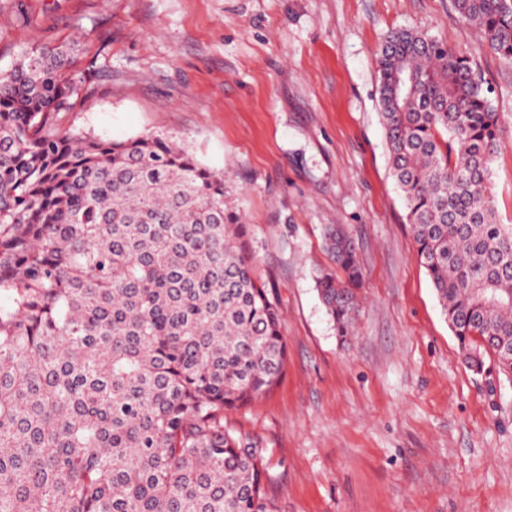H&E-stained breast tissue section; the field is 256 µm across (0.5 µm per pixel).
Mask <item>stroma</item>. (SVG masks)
<instances>
[{"instance_id":"stroma-1","label":"stroma","mask_w":512,"mask_h":512,"mask_svg":"<svg viewBox=\"0 0 512 512\" xmlns=\"http://www.w3.org/2000/svg\"><path fill=\"white\" fill-rule=\"evenodd\" d=\"M27 14L18 25L16 12ZM446 38L512 125V63L453 0H8L0 70L76 46L101 74L64 127L161 135L223 174L282 315L277 385L225 410L263 448L276 512H512V372L464 363L390 173L374 53L394 29ZM512 224V137L492 164ZM363 283L348 339L316 290L327 225Z\"/></svg>"}]
</instances>
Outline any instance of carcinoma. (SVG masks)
<instances>
[{"label":"carcinoma","mask_w":512,"mask_h":512,"mask_svg":"<svg viewBox=\"0 0 512 512\" xmlns=\"http://www.w3.org/2000/svg\"><path fill=\"white\" fill-rule=\"evenodd\" d=\"M512 60V0H454ZM97 58L37 48L0 71V512H274L262 450L224 409L265 394L287 348L224 175L158 136L62 128ZM378 107L418 261L465 362L512 370V224L491 164L505 126L465 56L392 31ZM316 288L339 336L361 286L331 229Z\"/></svg>","instance_id":"obj_1"}]
</instances>
